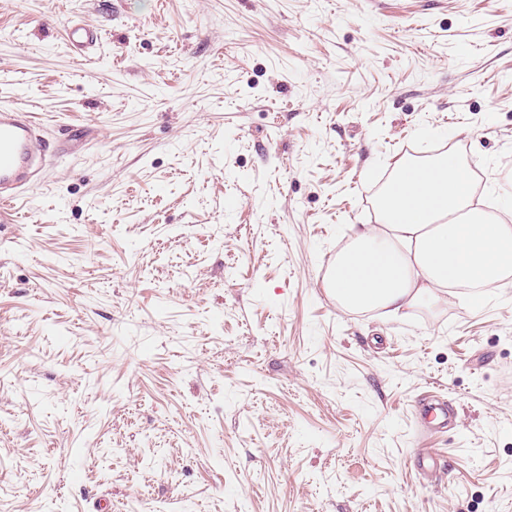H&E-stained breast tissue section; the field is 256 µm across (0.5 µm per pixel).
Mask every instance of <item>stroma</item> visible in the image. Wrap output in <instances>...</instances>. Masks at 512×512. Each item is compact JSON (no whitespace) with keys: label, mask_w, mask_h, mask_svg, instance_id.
Listing matches in <instances>:
<instances>
[{"label":"stroma","mask_w":512,"mask_h":512,"mask_svg":"<svg viewBox=\"0 0 512 512\" xmlns=\"http://www.w3.org/2000/svg\"><path fill=\"white\" fill-rule=\"evenodd\" d=\"M0 104L94 130L0 218V512H512V285L324 286L401 156L512 197V0H0ZM424 420L437 421L443 428L453 426L457 420L456 408L450 402L430 400L421 405Z\"/></svg>","instance_id":"1"}]
</instances>
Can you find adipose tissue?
<instances>
[{
	"instance_id": "ef3b65f1",
	"label": "adipose tissue",
	"mask_w": 512,
	"mask_h": 512,
	"mask_svg": "<svg viewBox=\"0 0 512 512\" xmlns=\"http://www.w3.org/2000/svg\"><path fill=\"white\" fill-rule=\"evenodd\" d=\"M480 204L456 150L399 159L378 192L379 223L359 225L329 260L330 296L348 310L397 314L452 288L512 284V224Z\"/></svg>"
}]
</instances>
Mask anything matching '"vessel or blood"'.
<instances>
[{
    "mask_svg": "<svg viewBox=\"0 0 512 512\" xmlns=\"http://www.w3.org/2000/svg\"><path fill=\"white\" fill-rule=\"evenodd\" d=\"M54 149L41 134L33 112L15 106H0V209L8 210L18 197L44 178ZM424 419L448 428L455 424L452 403L430 400L422 404Z\"/></svg>",
    "mask_w": 512,
    "mask_h": 512,
    "instance_id": "obj_1",
    "label": "vessel or blood"
}]
</instances>
